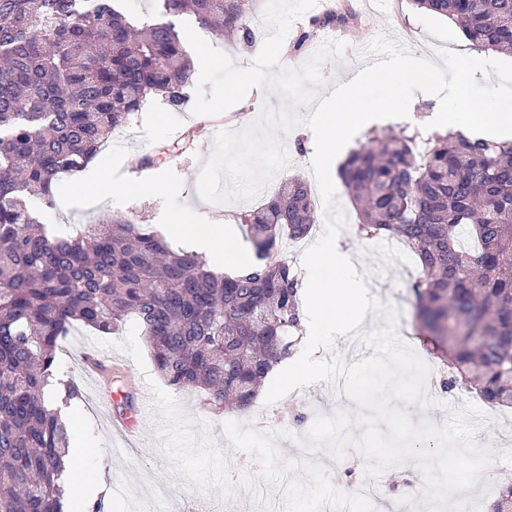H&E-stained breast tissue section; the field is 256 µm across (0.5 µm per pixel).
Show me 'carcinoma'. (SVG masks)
I'll list each match as a JSON object with an SVG mask.
<instances>
[{"instance_id": "cac0c4a2", "label": "carcinoma", "mask_w": 512, "mask_h": 512, "mask_svg": "<svg viewBox=\"0 0 512 512\" xmlns=\"http://www.w3.org/2000/svg\"><path fill=\"white\" fill-rule=\"evenodd\" d=\"M155 2L165 20L138 26L119 0H0V512H74L61 476L78 485L84 468L44 387L75 326L106 335L134 319L159 375L218 415L246 411L302 332L300 275L279 250L316 223L299 178L242 213L255 259L231 274L132 212L62 237L33 206L53 207L58 176L92 162L148 98L184 105L176 19L254 42L251 0ZM414 2L479 50H512V0ZM339 177L360 236L397 237L419 260L416 329L448 364L444 392L512 407V142L372 129ZM493 512H512V479Z\"/></svg>"}]
</instances>
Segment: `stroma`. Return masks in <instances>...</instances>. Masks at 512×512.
<instances>
[{"label": "stroma", "mask_w": 512, "mask_h": 512, "mask_svg": "<svg viewBox=\"0 0 512 512\" xmlns=\"http://www.w3.org/2000/svg\"><path fill=\"white\" fill-rule=\"evenodd\" d=\"M348 2L354 11L352 19L317 31L313 30L312 24L323 16L325 9L320 5L310 9L288 33L279 53V65L302 64L313 55L319 43L328 39L339 40L345 44L341 59L327 61L322 67L324 80L337 82L371 64V57L365 56L363 50L382 33L402 41L418 57L433 60L442 49L476 58L482 55L481 50L474 48L465 38L458 25L448 22L446 17L419 9L413 0H378L371 13L364 10L361 0ZM267 104L277 108L282 101L277 94L254 88L218 120L193 114V105L189 102L174 109L165 99L150 98L131 123L113 135L111 143L98 157L97 165L105 174V189L99 190L92 202L64 212L55 208L44 209L45 224L67 234L75 225L94 224L108 213L117 211L136 212L144 223L158 232L163 231V218L167 215L193 224L201 214L215 211L223 216L225 222L236 223L239 213L252 209V202L236 201L216 207L203 201L197 188L199 174L213 151L215 134L223 129H239L251 124ZM190 128L196 129L197 138L176 160L159 162L147 173L136 167L138 156L153 152L162 143H179L184 131ZM284 143L291 164L266 185L264 196H271L279 182L293 176L304 178L310 188L318 186L310 168L312 142L307 127L292 130L285 136ZM148 182L164 183L170 191L159 196L143 194L130 200L116 199L109 191L113 185L122 187ZM339 242L355 254L360 272L369 278L367 286L372 297L381 305L398 311V337L415 353H422L423 338L414 326L413 298L409 291L419 274L413 254L401 246L396 251L379 255L370 242L353 232L340 236ZM126 335V330L116 331L111 336L112 346L103 349L98 344L97 335L82 328L73 330L58 352L57 371L61 378L83 382L86 376L83 357L90 351L101 352L103 359L111 365L113 391L122 389L125 375H136L144 369L149 376H156L152 357H145L143 364L139 365L126 352L116 349V342L124 340ZM151 399L148 386L143 384L134 393L133 411L123 412L122 402L118 399L99 398L83 404L85 413L78 425L90 435L92 443L91 448L85 451V459L93 465L102 458L112 468L111 492L106 499L108 512H152L150 491L159 483L172 488L174 497L186 493L182 478L172 475L168 459L157 448ZM254 406L258 409L268 406L275 412L294 408L305 413L304 424L297 425L286 418L279 424L280 429L291 433L290 438L277 441L281 456L286 460L306 456L297 438L308 431L316 416H330L341 410L354 415L359 412L356 403L346 396L337 395L324 382L294 390L271 405L266 404L264 397H257ZM120 419L132 422L135 427L134 452L123 450L125 440L116 425Z\"/></svg>", "instance_id": "stroma-1"}]
</instances>
